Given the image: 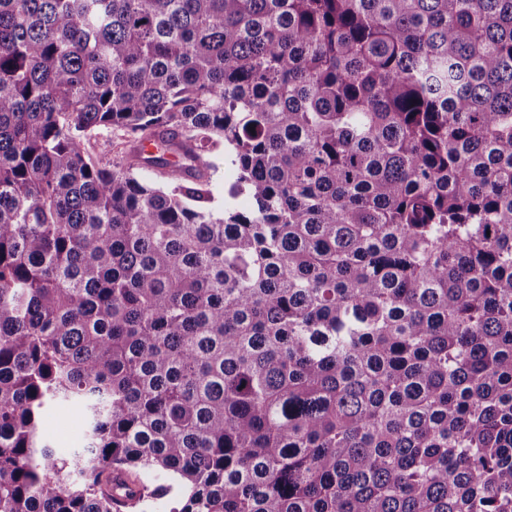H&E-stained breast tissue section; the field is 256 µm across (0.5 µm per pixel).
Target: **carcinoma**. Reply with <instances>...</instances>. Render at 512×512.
<instances>
[{"label": "carcinoma", "instance_id": "carcinoma-1", "mask_svg": "<svg viewBox=\"0 0 512 512\" xmlns=\"http://www.w3.org/2000/svg\"><path fill=\"white\" fill-rule=\"evenodd\" d=\"M156 500L512 512V0H0V512ZM110 139L112 142V152L108 155L114 163H122V157L125 155V138L121 131L104 132L103 136L92 135L89 139V148L93 153L98 152V148L102 142ZM209 159L212 162L210 174L212 177L213 193L217 202L222 205L225 201L240 211L249 210L252 203L247 194L242 193L231 198L227 193L229 185L233 182V175L224 163V149L212 154ZM49 439L56 448H82L86 432V416L78 404L64 407L51 405L47 410Z\"/></svg>", "mask_w": 512, "mask_h": 512}]
</instances>
